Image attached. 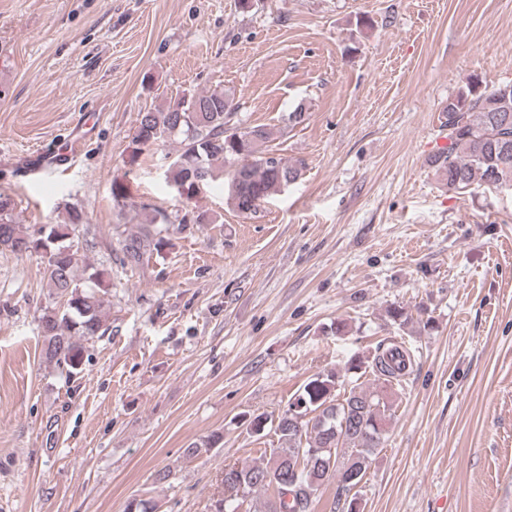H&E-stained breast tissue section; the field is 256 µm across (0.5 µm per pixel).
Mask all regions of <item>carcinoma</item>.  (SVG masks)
Here are the masks:
<instances>
[{"label": "carcinoma", "mask_w": 512, "mask_h": 512, "mask_svg": "<svg viewBox=\"0 0 512 512\" xmlns=\"http://www.w3.org/2000/svg\"><path fill=\"white\" fill-rule=\"evenodd\" d=\"M236 109L233 95L224 90L184 95L164 108L140 113L133 140L140 146L178 144L168 178L185 190L188 202L201 185L227 172L228 200L239 213L252 216L273 194L295 183L302 168L272 152L267 126H229ZM440 128L448 129V144L429 156L428 166L448 192L462 194L475 185L512 186V83L459 92L444 106ZM13 206L10 198L0 196V250L38 253L44 259L45 286L59 304L39 318L43 355L49 363L76 370L84 342L104 326L110 284L99 270L79 266L80 212L30 234L10 219ZM209 223L206 213L192 209L158 212L123 239L122 262L137 267L169 242L170 231ZM411 366L407 350L379 345L372 356L350 360V369L364 368L373 376L367 388L355 385L339 394L342 383L336 372L315 374L278 417L274 433L279 446L270 456L224 465L230 475L224 494L245 501L267 492L263 512H315L318 491L334 480L330 512L340 507L360 512L355 489L389 432V389Z\"/></svg>", "instance_id": "1"}]
</instances>
